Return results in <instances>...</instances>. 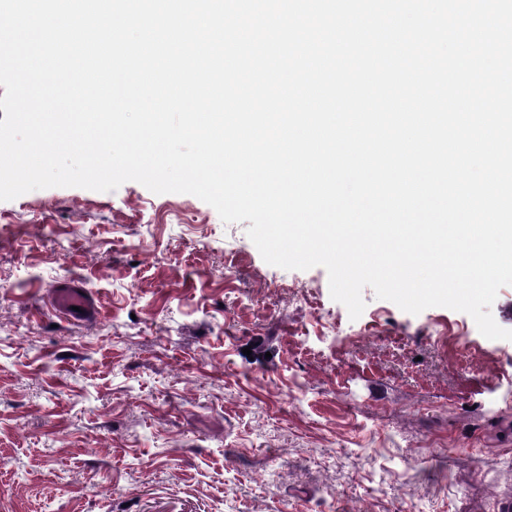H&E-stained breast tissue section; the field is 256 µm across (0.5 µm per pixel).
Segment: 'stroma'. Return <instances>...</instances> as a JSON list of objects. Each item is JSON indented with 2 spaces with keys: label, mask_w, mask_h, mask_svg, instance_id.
<instances>
[{
  "label": "stroma",
  "mask_w": 512,
  "mask_h": 512,
  "mask_svg": "<svg viewBox=\"0 0 512 512\" xmlns=\"http://www.w3.org/2000/svg\"><path fill=\"white\" fill-rule=\"evenodd\" d=\"M128 181L0 201V512H498L512 341ZM72 281L98 315L52 295Z\"/></svg>",
  "instance_id": "obj_1"
}]
</instances>
